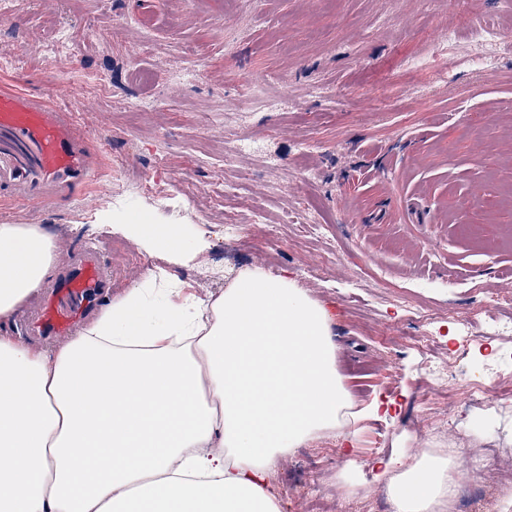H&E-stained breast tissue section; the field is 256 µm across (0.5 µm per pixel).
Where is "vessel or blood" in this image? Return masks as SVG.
<instances>
[{
    "label": "vessel or blood",
    "instance_id": "b4317fda",
    "mask_svg": "<svg viewBox=\"0 0 512 512\" xmlns=\"http://www.w3.org/2000/svg\"><path fill=\"white\" fill-rule=\"evenodd\" d=\"M101 154L77 115L38 93L0 84V201L47 205L77 197L100 171ZM99 252L79 254L30 322L41 336L71 333L111 288Z\"/></svg>",
    "mask_w": 512,
    "mask_h": 512
}]
</instances>
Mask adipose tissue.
<instances>
[{"label": "adipose tissue", "instance_id": "adipose-tissue-1", "mask_svg": "<svg viewBox=\"0 0 512 512\" xmlns=\"http://www.w3.org/2000/svg\"><path fill=\"white\" fill-rule=\"evenodd\" d=\"M111 219L150 255L209 247L141 211ZM56 259L40 225L0 224V512H282L271 471L352 407L328 310L258 268L215 296L161 299L151 270L36 351L7 324ZM455 469L426 456L399 471L394 512H436Z\"/></svg>", "mask_w": 512, "mask_h": 512}]
</instances>
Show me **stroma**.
Instances as JSON below:
<instances>
[{
  "label": "stroma",
  "instance_id": "1",
  "mask_svg": "<svg viewBox=\"0 0 512 512\" xmlns=\"http://www.w3.org/2000/svg\"><path fill=\"white\" fill-rule=\"evenodd\" d=\"M488 25L501 45L474 38ZM0 30V81L75 112L102 157L88 194L0 206V224L101 252L116 295L156 268L201 297L229 270L288 276L329 309L355 409L394 400L352 449L325 433L283 458L282 512H393L374 462L394 455L512 469V384L494 371L512 341L479 318L454 354L458 317L512 289V0H0ZM127 209L211 247L148 256L105 220ZM445 359L451 377L427 379ZM472 379L493 408L462 401ZM457 479L442 512H512V482Z\"/></svg>",
  "mask_w": 512,
  "mask_h": 512
}]
</instances>
